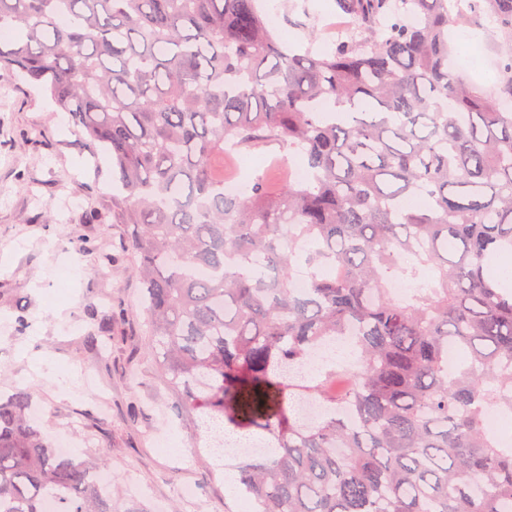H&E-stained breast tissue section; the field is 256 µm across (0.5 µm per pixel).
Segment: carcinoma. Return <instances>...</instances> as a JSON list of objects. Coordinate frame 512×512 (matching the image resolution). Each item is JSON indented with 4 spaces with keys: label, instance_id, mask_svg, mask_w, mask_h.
Masks as SVG:
<instances>
[{
    "label": "carcinoma",
    "instance_id": "carcinoma-1",
    "mask_svg": "<svg viewBox=\"0 0 512 512\" xmlns=\"http://www.w3.org/2000/svg\"><path fill=\"white\" fill-rule=\"evenodd\" d=\"M470 2L452 16L448 0H336L356 35L298 54L257 0H0V28L21 29L0 68L111 153L112 215L178 414L266 434L235 466L259 512L512 501V444L487 427L512 413V289L488 275L512 251V0ZM484 17L502 36L493 95L449 66L451 27ZM226 145L300 154L308 180L265 170L227 191ZM426 270L433 287L392 294ZM344 337L348 393L334 360L289 375ZM32 407L27 390L0 397V512H113L104 458L61 453Z\"/></svg>",
    "mask_w": 512,
    "mask_h": 512
}]
</instances>
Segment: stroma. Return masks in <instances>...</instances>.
Wrapping results in <instances>:
<instances>
[{
  "label": "stroma",
  "instance_id": "stroma-1",
  "mask_svg": "<svg viewBox=\"0 0 512 512\" xmlns=\"http://www.w3.org/2000/svg\"><path fill=\"white\" fill-rule=\"evenodd\" d=\"M281 42L321 53L307 33L336 12V0H263ZM500 40L486 25L463 75L479 89L494 88ZM40 86L0 69V393L30 390L51 440L67 437L85 458L106 449L112 508L138 505L153 512H241L228 493L226 471L196 450L193 425L177 416L173 394L158 378L147 343L141 285L112 221V167L107 151L90 142ZM112 316V352L102 361L85 345L101 314ZM29 321L19 329L18 316ZM92 376L103 387L81 388ZM179 452H171L172 442ZM198 501L181 503L180 485Z\"/></svg>",
  "mask_w": 512,
  "mask_h": 512
}]
</instances>
